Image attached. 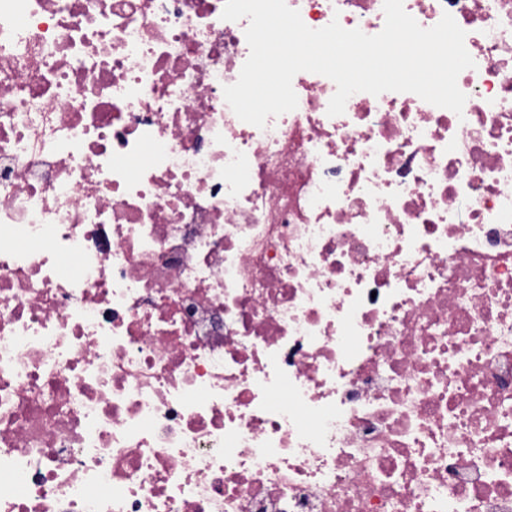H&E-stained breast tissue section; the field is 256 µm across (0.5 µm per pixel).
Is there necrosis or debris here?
I'll return each mask as SVG.
<instances>
[{"label": "necrosis or debris", "mask_w": 512, "mask_h": 512, "mask_svg": "<svg viewBox=\"0 0 512 512\" xmlns=\"http://www.w3.org/2000/svg\"><path fill=\"white\" fill-rule=\"evenodd\" d=\"M224 5L0 0V512H512V0H403L462 114L261 129Z\"/></svg>", "instance_id": "obj_1"}]
</instances>
